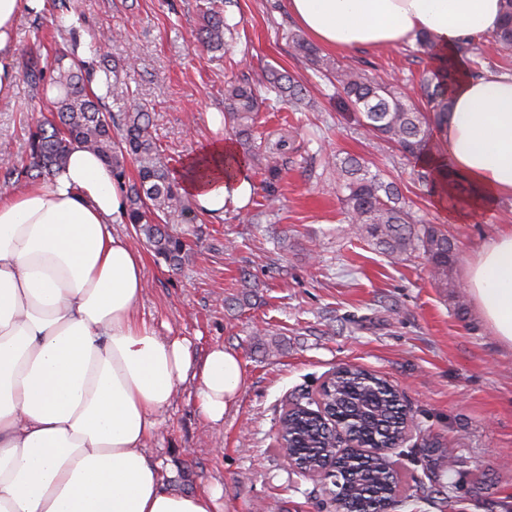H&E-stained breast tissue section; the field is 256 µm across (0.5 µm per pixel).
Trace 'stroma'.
<instances>
[{
    "label": "stroma",
    "mask_w": 512,
    "mask_h": 512,
    "mask_svg": "<svg viewBox=\"0 0 512 512\" xmlns=\"http://www.w3.org/2000/svg\"><path fill=\"white\" fill-rule=\"evenodd\" d=\"M199 0H71L81 41L105 29L107 60H133L127 81L154 116L156 136L173 170L212 140L228 138L210 115L224 110V84L241 76L261 80L267 67L306 86L312 107L279 104L259 112L257 140H285L276 203H267L264 174L247 175L253 193L223 216L174 218L190 248L171 270L129 224L112 229L145 259L141 315L164 336L191 340L196 357L224 346L239 359L243 385L220 425L209 423L191 387L164 410L150 448L165 489L224 485L221 512H333L322 483L290 470L276 441L280 414L294 397L317 396L337 368L360 365L397 385L416 429L390 452L400 495L394 512H512V349L501 345L463 286L468 263L499 225L512 224V196L469 212L439 204L418 181L416 159L402 157L365 135L338 102L337 82L296 53L299 28L288 0H231L224 8L235 30L227 46L197 43ZM40 17L22 13L16 46H41L51 58L69 44L55 29L52 0ZM337 65L417 92L437 65L414 43L322 50ZM49 105L18 80L0 102V143L26 158L27 131ZM353 155L396 182L407 205L426 224L447 229L457 245L455 290L438 288L422 253L392 261L352 237L327 159ZM451 449L454 460L431 468L429 445ZM432 497L419 496L420 485Z\"/></svg>",
    "instance_id": "1"
}]
</instances>
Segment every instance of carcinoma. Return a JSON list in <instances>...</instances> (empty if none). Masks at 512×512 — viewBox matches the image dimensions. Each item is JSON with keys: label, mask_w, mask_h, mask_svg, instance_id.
I'll return each instance as SVG.
<instances>
[{"label": "carcinoma", "mask_w": 512, "mask_h": 512, "mask_svg": "<svg viewBox=\"0 0 512 512\" xmlns=\"http://www.w3.org/2000/svg\"><path fill=\"white\" fill-rule=\"evenodd\" d=\"M218 0H209L202 11L199 42L211 49L224 48V8ZM502 24L492 34L504 50H512V0H501ZM295 50L317 70L336 74L343 102L356 109L359 127L367 134L391 142L405 156L420 159L433 155L434 134L448 120L451 90L457 77V61L467 60L470 71L483 75L485 60L481 43L471 36L460 41L455 50L438 58V66L420 82V97L429 111H422L394 85L367 76L358 68H337L318 55L304 38L293 40ZM81 43L72 41L70 50L57 55L53 64L31 51L20 62L24 80L35 92L56 89L50 100L52 118L29 129L28 155L21 161L10 152L0 150L4 177H24L33 182L45 180L65 164L71 146L79 144L95 153L112 167L118 184L125 189L124 223L143 233L149 246L173 270L188 259L187 244L169 225L170 217L194 213L192 204L180 192L161 146L155 136L152 117L146 105L136 101L130 86L118 76V68H109L104 59L79 57ZM273 92L276 100L296 110L312 106L306 88L287 74L270 70L264 82L244 75L224 87V125L231 128L239 154L224 163V173L240 164L261 167L269 186L266 200H275L273 185L281 168L276 155L284 144L272 148L253 137L258 112L266 105L265 93ZM127 102L129 107L113 112L108 101ZM136 170L129 178L127 165ZM336 189L356 237L372 243L385 255L401 259L419 250L427 258L433 277L440 288L448 287V268L455 251L448 234L423 224L408 208L394 182L371 171L360 159L335 157ZM418 177L430 184H453L457 196L472 198L476 188L452 174L444 162H427ZM325 405L344 421L347 430L360 439L382 441L398 430L406 416L403 403L390 388V382L377 373L358 365H349L336 376L324 392ZM283 443L302 453L310 464L317 463L320 449L332 445L324 423L308 411L283 412L279 418ZM389 460L350 457L341 465L342 484L333 497L335 512H350L357 502L367 503L388 497L395 483Z\"/></svg>", "instance_id": "1"}]
</instances>
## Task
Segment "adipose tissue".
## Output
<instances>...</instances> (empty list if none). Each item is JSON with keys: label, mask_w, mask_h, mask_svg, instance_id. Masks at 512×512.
I'll return each mask as SVG.
<instances>
[{"label": "adipose tissue", "mask_w": 512, "mask_h": 512, "mask_svg": "<svg viewBox=\"0 0 512 512\" xmlns=\"http://www.w3.org/2000/svg\"><path fill=\"white\" fill-rule=\"evenodd\" d=\"M39 0H0V102L17 81L14 27ZM302 30L331 51L428 33L445 55L494 32L500 0H288ZM442 158L479 190L485 207L512 195V77L461 69ZM231 141L214 140L180 172L185 195L212 216L244 206V169L225 176ZM124 196L112 170L74 145L51 179L0 197V512H218L221 483L204 492L161 486L147 455L159 415L193 384L219 425L243 383L224 347L195 361L189 340L163 336L140 314L144 257L113 233ZM464 286L500 344L512 347V225H501L467 267Z\"/></svg>", "instance_id": "obj_1"}]
</instances>
